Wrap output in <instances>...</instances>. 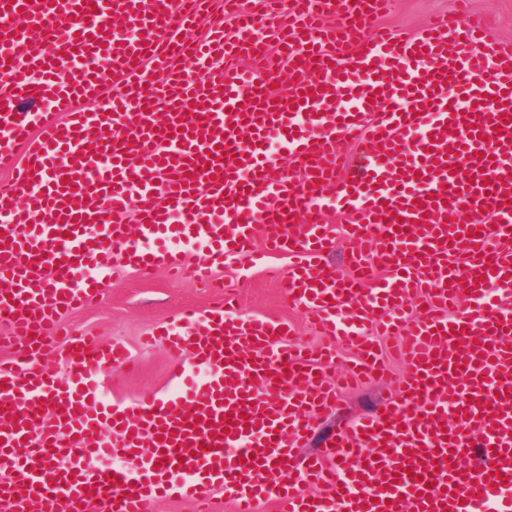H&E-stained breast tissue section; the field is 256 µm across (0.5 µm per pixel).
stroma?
<instances>
[{
    "label": "stroma",
    "mask_w": 512,
    "mask_h": 512,
    "mask_svg": "<svg viewBox=\"0 0 512 512\" xmlns=\"http://www.w3.org/2000/svg\"><path fill=\"white\" fill-rule=\"evenodd\" d=\"M486 18L487 39L512 42V0H392L382 23L396 35L407 37L429 23H446L456 17L460 6ZM263 268L248 265L220 270L229 292L239 299V312L245 316L288 321L298 334L303 348L313 349L323 343L314 329L311 316L288 302L277 274L287 271L290 258L271 255ZM221 295L207 291L185 279L170 280L159 267L125 268L106 278L98 299L87 306L66 312L64 326L73 333L96 337L101 343L123 342L134 365L115 367L104 378V391L109 399L136 401L169 389L178 372V363L162 346L147 347L142 343L151 329L170 320L186 307L208 310L218 306ZM390 381L370 380L340 390L336 413L314 418L310 439L303 452L320 448L336 427L337 420H355L374 409L392 395Z\"/></svg>",
    "instance_id": "1"
}]
</instances>
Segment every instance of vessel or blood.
Wrapping results in <instances>:
<instances>
[{
	"instance_id": "b4317fda",
	"label": "vessel or blood",
	"mask_w": 512,
	"mask_h": 512,
	"mask_svg": "<svg viewBox=\"0 0 512 512\" xmlns=\"http://www.w3.org/2000/svg\"><path fill=\"white\" fill-rule=\"evenodd\" d=\"M388 0H268L266 43L241 0H0V321L29 342L121 267L214 284L255 256L292 258L286 293L383 377L370 326L408 368L395 397L300 457L308 413L333 411L331 351L232 303L183 309L152 335L178 384L130 404L102 377L127 348L70 338L66 376L0 362V500L11 512H512V43L468 14L409 37ZM236 17L226 26L225 15ZM210 19L205 38L190 29ZM279 71L247 69L269 52ZM190 61L179 69L175 60ZM95 112L73 105L106 82ZM354 141L360 172L339 177ZM277 151H270L269 143ZM297 171L280 174L282 157ZM134 207L137 232L121 220ZM349 217L350 274L326 265ZM205 250L188 265L186 249ZM464 311H454L457 300ZM424 317L407 321L409 307ZM321 484L325 495L305 493Z\"/></svg>"
}]
</instances>
